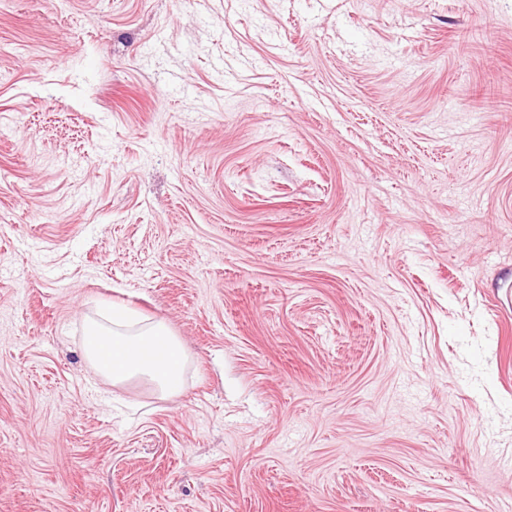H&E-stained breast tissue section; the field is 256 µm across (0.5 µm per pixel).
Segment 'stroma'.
I'll return each instance as SVG.
<instances>
[{
    "mask_svg": "<svg viewBox=\"0 0 512 512\" xmlns=\"http://www.w3.org/2000/svg\"><path fill=\"white\" fill-rule=\"evenodd\" d=\"M122 304L183 390L84 355ZM512 0H0V512H512Z\"/></svg>",
    "mask_w": 512,
    "mask_h": 512,
    "instance_id": "35a3bbf8",
    "label": "stroma"
}]
</instances>
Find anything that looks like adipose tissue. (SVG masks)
Returning a JSON list of instances; mask_svg holds the SVG:
<instances>
[{"label":"adipose tissue","mask_w":512,"mask_h":512,"mask_svg":"<svg viewBox=\"0 0 512 512\" xmlns=\"http://www.w3.org/2000/svg\"><path fill=\"white\" fill-rule=\"evenodd\" d=\"M89 335L112 349V362L98 370L112 382L142 378L164 397L183 388L186 354L181 341L164 323L132 320L123 313L112 315L111 323H91Z\"/></svg>","instance_id":"ef3b65f1"}]
</instances>
